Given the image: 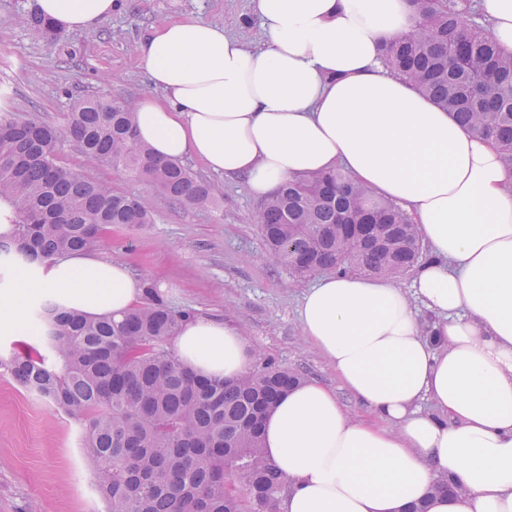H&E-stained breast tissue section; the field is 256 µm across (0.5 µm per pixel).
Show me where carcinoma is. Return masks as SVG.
Masks as SVG:
<instances>
[{
  "label": "carcinoma",
  "mask_w": 512,
  "mask_h": 512,
  "mask_svg": "<svg viewBox=\"0 0 512 512\" xmlns=\"http://www.w3.org/2000/svg\"><path fill=\"white\" fill-rule=\"evenodd\" d=\"M415 25L384 47L383 64L492 138L512 166V55L505 56L469 0H410ZM40 39L56 24L33 14ZM134 104L79 97L57 124L0 112V261L11 275L94 247L114 227L154 223L140 197L59 164L72 142L93 166L120 170L183 210L213 205L219 190L178 161H161L136 136ZM269 259L304 275L320 269L396 279L414 269L423 239L398 204L343 170L289 179L252 216ZM31 326L58 360L15 358L24 389L64 409L83 430L85 465L111 512H281L286 482L267 462L261 427L277 400L302 381L269 364L234 381L204 378L167 344L192 318L146 282L142 302L120 319L32 305Z\"/></svg>",
  "instance_id": "obj_1"
}]
</instances>
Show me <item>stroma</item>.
I'll list each match as a JSON object with an SVG mask.
<instances>
[{
    "mask_svg": "<svg viewBox=\"0 0 512 512\" xmlns=\"http://www.w3.org/2000/svg\"><path fill=\"white\" fill-rule=\"evenodd\" d=\"M34 11L35 0H0V111L53 123L75 96L135 100L152 93L138 48L163 21L212 20L250 50L265 43L250 0H119L111 17L92 29H61L51 41L31 36ZM57 156L65 168L140 196L156 215L152 224L113 229L94 255L123 262L138 281L154 282L173 309L236 326L252 347L251 371L270 360L301 371L334 388L350 414L363 415L300 326L302 296L318 275H293L268 260L260 227L251 221L260 201L245 179L224 178L185 158V167L221 190L215 206L188 212L124 172L89 167L70 141L58 143ZM44 350L40 339L0 334V512H109L84 463L81 425L3 367L12 357Z\"/></svg>",
    "mask_w": 512,
    "mask_h": 512,
    "instance_id": "35a3bbf8",
    "label": "stroma"
}]
</instances>
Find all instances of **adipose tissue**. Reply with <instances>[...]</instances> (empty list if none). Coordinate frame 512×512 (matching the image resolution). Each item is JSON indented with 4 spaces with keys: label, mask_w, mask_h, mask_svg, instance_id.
Masks as SVG:
<instances>
[{
    "label": "adipose tissue",
    "mask_w": 512,
    "mask_h": 512,
    "mask_svg": "<svg viewBox=\"0 0 512 512\" xmlns=\"http://www.w3.org/2000/svg\"><path fill=\"white\" fill-rule=\"evenodd\" d=\"M251 2L263 50L199 18L162 22L140 44L162 95L136 101L139 141L157 159L196 157L246 178L259 198L342 169L403 206L429 248L410 290L336 274L306 292L304 336L370 416L353 417L317 381L278 400L262 436L289 486L283 512H512V167L384 67V45L414 22L407 0ZM36 6L83 32L117 0ZM139 293L123 263L74 253L0 289V331L25 333L36 298L119 318ZM174 343L210 378L238 379L252 358L220 319L185 323ZM443 475L460 493L434 492Z\"/></svg>",
    "instance_id": "obj_1"
}]
</instances>
